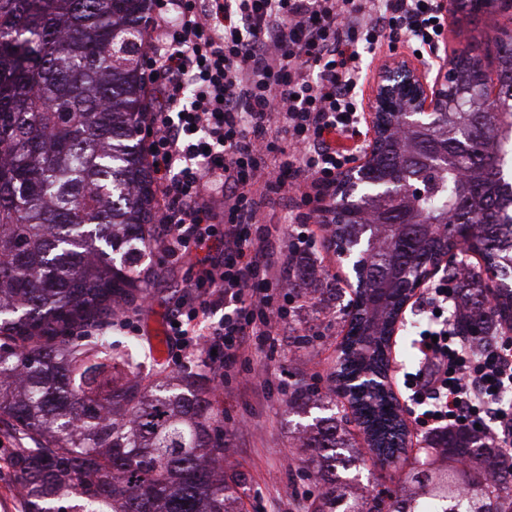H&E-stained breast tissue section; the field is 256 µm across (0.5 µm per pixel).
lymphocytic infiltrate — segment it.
<instances>
[{"label": "lymphocytic infiltrate", "mask_w": 512, "mask_h": 512, "mask_svg": "<svg viewBox=\"0 0 512 512\" xmlns=\"http://www.w3.org/2000/svg\"><path fill=\"white\" fill-rule=\"evenodd\" d=\"M444 24L435 0H154L146 156L161 248L196 267L170 331L177 356L213 350L209 365L222 380L252 347L275 345L297 301L275 297L313 231L311 215L297 214L283 250L280 229L261 220L270 195L295 190L305 208L317 205L351 161L334 139L361 122L360 46L402 41L419 52ZM280 138L289 150L268 165ZM456 301L454 280L427 288L429 325L414 341L424 367L403 382L409 413L432 434L490 440L508 468L512 412L498 400L512 389V336L465 341L446 317Z\"/></svg>", "instance_id": "lymphocytic-infiltrate-1"}]
</instances>
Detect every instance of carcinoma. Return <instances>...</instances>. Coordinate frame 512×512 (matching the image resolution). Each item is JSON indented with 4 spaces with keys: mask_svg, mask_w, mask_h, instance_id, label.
<instances>
[{
    "mask_svg": "<svg viewBox=\"0 0 512 512\" xmlns=\"http://www.w3.org/2000/svg\"><path fill=\"white\" fill-rule=\"evenodd\" d=\"M150 0H0V419L29 447L11 464L27 512H242L239 476L208 390L163 367L140 371L136 346L104 331L115 309L147 294L142 259L159 234L153 177L138 137L148 92L140 61ZM496 94L478 92L481 59L457 57L448 111L427 129L390 135L371 177L409 181L398 200L343 201L334 235L372 242L362 316L338 372L387 368L385 333L404 286L459 247L505 287L488 304L482 270L456 268V331L481 343L512 328V35L495 37ZM99 333L81 343L75 328ZM396 398L351 397L370 460L402 450ZM321 495L311 512H512V470L462 432L436 443L452 465L410 476L396 495L348 491L334 416L302 437Z\"/></svg>",
    "mask_w": 512,
    "mask_h": 512,
    "instance_id": "1",
    "label": "carcinoma"
}]
</instances>
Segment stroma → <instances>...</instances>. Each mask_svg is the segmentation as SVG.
I'll use <instances>...</instances> for the list:
<instances>
[{
	"instance_id": "stroma-1",
	"label": "stroma",
	"mask_w": 512,
	"mask_h": 512,
	"mask_svg": "<svg viewBox=\"0 0 512 512\" xmlns=\"http://www.w3.org/2000/svg\"><path fill=\"white\" fill-rule=\"evenodd\" d=\"M507 25L506 16L496 12L472 20L450 17L442 38L452 53L478 47L485 69L492 74L497 69L493 38ZM326 237V231L315 230L309 250L325 287L339 288V299L318 310L308 306L291 314L274 350L253 351L248 367L262 369L270 386L245 390L234 382L213 388V409L227 431L224 458L240 477L243 512H306L320 492L312 466L297 441L300 430L311 423L316 411L310 407L293 409L289 403L294 389L302 384L326 392L347 331L344 307L352 290L337 275L336 255ZM144 263L155 270V281L145 300L131 307L125 317L113 318L112 338L123 345L140 346L142 368L146 371L157 362L156 344H163L164 364L172 370L176 360L168 335L169 321L185 298L194 271L189 262L169 260L158 249L145 257ZM424 297V290H417L408 304L399 330L401 339L392 353L391 376L403 408L408 405L403 376L416 372L420 366L417 351L405 346L403 340L415 338L427 326L426 315L418 311ZM346 429L351 439V462L343 476L360 490L370 492L381 484L396 487L409 473L421 469L426 437L420 430L410 429L407 447L396 464L381 467L365 459L367 442L362 428L351 421ZM20 445L19 438L0 424V512H25V500L16 491L19 479L8 465L13 449Z\"/></svg>"
}]
</instances>
